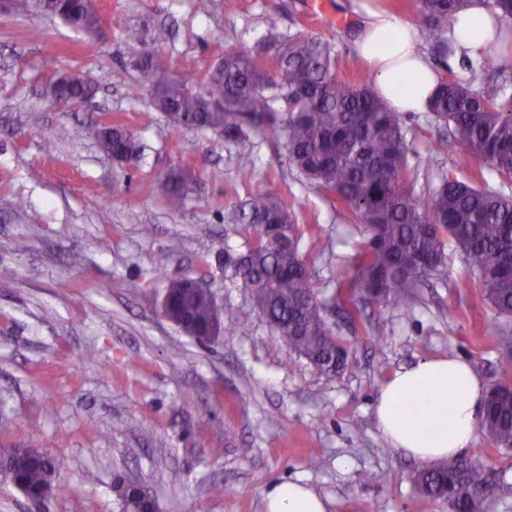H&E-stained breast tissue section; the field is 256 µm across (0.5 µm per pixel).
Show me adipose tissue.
Wrapping results in <instances>:
<instances>
[{
    "label": "adipose tissue",
    "mask_w": 512,
    "mask_h": 512,
    "mask_svg": "<svg viewBox=\"0 0 512 512\" xmlns=\"http://www.w3.org/2000/svg\"><path fill=\"white\" fill-rule=\"evenodd\" d=\"M496 15L482 0L451 18L448 34L472 58L496 51ZM355 50L370 66L373 86L398 112L425 111L437 70L422 49L417 28L395 14H371ZM489 389L465 359L421 358L382 385L376 425L392 448L419 461L440 462L471 448ZM266 512H327V503L298 480L271 487Z\"/></svg>",
    "instance_id": "ef3b65f1"
}]
</instances>
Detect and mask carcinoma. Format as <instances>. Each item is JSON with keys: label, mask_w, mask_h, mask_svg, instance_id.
<instances>
[{"label": "carcinoma", "mask_w": 512, "mask_h": 512, "mask_svg": "<svg viewBox=\"0 0 512 512\" xmlns=\"http://www.w3.org/2000/svg\"><path fill=\"white\" fill-rule=\"evenodd\" d=\"M469 0H418V15L430 53L439 63L438 86L428 104L437 124L448 128L501 180L512 183V94L507 78L487 76L497 67L489 56L468 62L465 79L448 73L456 54L443 22ZM506 27L503 56L512 55V0H483ZM47 14L87 31L95 24L89 0H68L65 11ZM159 30L153 44L134 59L142 86L162 91L154 109L176 128L211 130L237 142L251 131L261 137L283 138L288 160L320 190L338 202L364 227L365 248L351 263V272L336 281L330 300L354 308L368 299L397 300L410 312L417 303L415 288L443 271L445 249L452 241L465 269L477 279L498 315L512 318V194L439 173L423 193L415 191L408 165L403 113L391 111L370 83L342 77L337 54L328 41L296 34L284 36L269 27L262 38L276 66L263 69L254 50L234 47L207 75L195 73L187 60L174 77L157 62L155 45L166 40ZM73 131L76 138L90 133ZM94 134L108 154L139 156L140 141L121 125L97 126ZM189 177L173 169L157 181V190L171 210L183 207ZM239 219L253 232L264 224L282 227V238H255L236 258L224 261L244 286L252 289L260 312L294 354L322 369L344 354L324 311L326 301L314 287L301 234L288 200L258 192L246 201ZM168 311L186 335L209 323L215 301L211 292L195 289L171 297ZM504 379L498 384L495 408L485 413L482 430L499 448L512 450V347L499 359ZM0 475L33 496L46 486L60 493L72 490L63 464L45 459L1 457ZM489 471L479 461L456 457L414 476L420 492L443 497L453 512H484L482 491Z\"/></svg>", "instance_id": "1"}]
</instances>
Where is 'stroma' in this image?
Instances as JSON below:
<instances>
[{
  "label": "stroma",
  "mask_w": 512,
  "mask_h": 512,
  "mask_svg": "<svg viewBox=\"0 0 512 512\" xmlns=\"http://www.w3.org/2000/svg\"><path fill=\"white\" fill-rule=\"evenodd\" d=\"M92 5L101 22L91 32L36 9L0 13V452L37 435L73 487L35 504L0 478V512H122V479L148 490L158 512H265L267 490L288 479L308 484L329 512H452L416 488L420 461L386 442L373 404L390 376L428 355L462 356L487 384L499 382L505 321L465 277L459 251L447 246L444 273L420 285L412 313L374 301L355 326L328 308L347 361L323 374L277 338L224 254L246 249L249 234L235 219L245 200L273 192L295 211L325 298L350 272L362 225L306 182L277 140L229 143L173 127L152 111L132 63L164 29L157 51L172 75L187 59L209 72L230 46L256 47L273 25L327 39L341 75L357 81L369 75L354 52L367 7L416 24L415 0ZM69 73L95 85L92 101L53 104L50 75ZM107 118L142 141L140 160L113 162L94 137H72L75 126ZM405 134L411 166L512 190L461 142L439 144L430 112L408 113ZM174 167L190 177L176 212L156 191ZM183 277L200 281L217 306H235L239 328L201 343L163 317L162 295ZM475 308L484 311L477 322ZM379 329L382 345L373 342ZM212 448L223 457H210ZM472 448L492 472L485 512H512V451L483 432ZM312 457L318 468H309Z\"/></svg>",
  "instance_id": "stroma-1"
}]
</instances>
